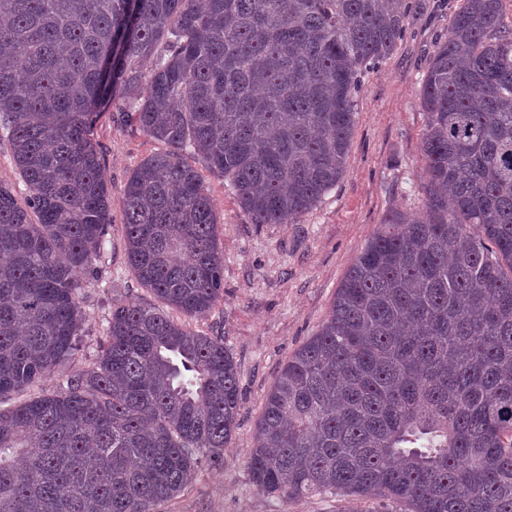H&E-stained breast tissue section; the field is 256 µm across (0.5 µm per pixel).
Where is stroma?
<instances>
[{"label": "stroma", "instance_id": "35a3bbf8", "mask_svg": "<svg viewBox=\"0 0 512 512\" xmlns=\"http://www.w3.org/2000/svg\"><path fill=\"white\" fill-rule=\"evenodd\" d=\"M460 3L413 0L404 39L361 79L344 176L297 223H252L230 181L191 157L220 222L224 293L190 326L223 337L238 367L240 410L223 456L202 459L164 512H404L403 504L379 498L264 495L251 482L248 462L268 391L288 359L320 330L352 263L390 212L412 216L424 205L426 115L419 92L434 45ZM94 140L116 199L139 162L162 148L135 122H114L109 112L98 119ZM122 224L120 208H113L104 251L94 262L97 277L79 293L83 321L66 375L95 366L115 302L151 298L126 263Z\"/></svg>", "mask_w": 512, "mask_h": 512}]
</instances>
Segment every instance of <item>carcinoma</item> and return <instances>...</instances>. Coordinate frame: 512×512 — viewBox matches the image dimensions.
<instances>
[{
  "label": "carcinoma",
  "instance_id": "obj_1",
  "mask_svg": "<svg viewBox=\"0 0 512 512\" xmlns=\"http://www.w3.org/2000/svg\"><path fill=\"white\" fill-rule=\"evenodd\" d=\"M462 0L420 99L428 195L375 234L255 427L253 486L382 497L408 512H512V28ZM410 0H0V512H160L239 412L224 338L173 313L222 297L199 172L254 224H292L343 176L362 75ZM135 122L166 150L119 200L125 253L161 305L116 304L96 366L18 405L69 358L112 224L93 129ZM0 183L12 187L19 199L24 197L25 187L15 170L11 149L6 140L0 141Z\"/></svg>",
  "mask_w": 512,
  "mask_h": 512
}]
</instances>
